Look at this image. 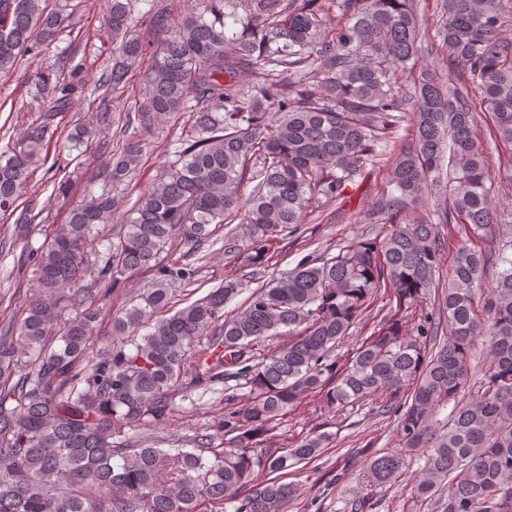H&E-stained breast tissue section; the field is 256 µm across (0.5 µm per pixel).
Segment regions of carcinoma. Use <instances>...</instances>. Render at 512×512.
I'll return each instance as SVG.
<instances>
[{"instance_id":"obj_1","label":"carcinoma","mask_w":512,"mask_h":512,"mask_svg":"<svg viewBox=\"0 0 512 512\" xmlns=\"http://www.w3.org/2000/svg\"><path fill=\"white\" fill-rule=\"evenodd\" d=\"M130 2L108 0L106 29L121 61L98 86L126 85L143 56L151 64L139 112L97 178L122 183L147 135L173 118L188 115V130L101 275L114 285L143 269L155 278L116 322L129 342L97 349L90 338L110 291L91 298L85 260L118 199L83 198L40 251L36 293L0 330V512H207L236 500L235 512H287L300 488L270 474L320 457L329 434L314 428L277 453L261 437L310 397L333 414L360 401L394 413L400 447L368 455L372 483L398 482L407 454L420 449L418 500L442 512H512V236L500 233L512 203L502 208L491 195L490 159L474 136L487 115L495 138L512 146L505 0H443L446 85L437 67H415L423 52L415 0H237L229 13L226 0H202L173 24L151 7L147 21L165 31L155 45L129 35ZM72 16L48 0H0V73L42 57ZM228 18L241 30H229ZM279 67L316 71V87L301 79L274 95L264 81L244 82ZM76 76L36 68L48 115L25 128L19 149L0 153V213L17 207L31 168L47 161L48 119L81 96ZM404 78L415 85L408 109L396 93ZM97 100L95 124L67 134L75 148L111 129L108 96ZM404 121L411 143L382 150ZM445 161L447 205L432 221L409 217ZM383 170L375 206L391 225L383 238L301 260L253 289L239 311H224L248 287L232 278L169 312V286L197 273L192 262L160 261L170 241L198 248L237 220L250 240L245 262L262 266L266 242L295 235L313 199L341 204L356 178ZM247 181L256 185L244 199ZM380 295L389 306L380 327L340 363L336 347ZM270 337L281 342L258 356L255 346ZM217 384L225 401L241 393L249 401L224 412L223 447L206 434L193 451L151 442L177 387Z\"/></svg>"}]
</instances>
